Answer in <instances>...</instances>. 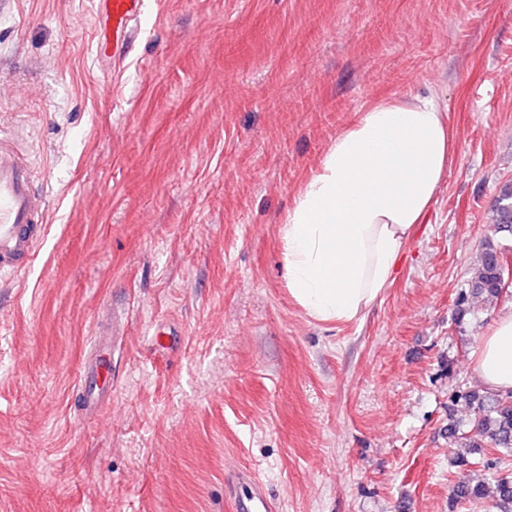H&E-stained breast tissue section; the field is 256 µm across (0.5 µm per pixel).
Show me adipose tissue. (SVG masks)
<instances>
[{"label":"adipose tissue","mask_w":512,"mask_h":512,"mask_svg":"<svg viewBox=\"0 0 512 512\" xmlns=\"http://www.w3.org/2000/svg\"><path fill=\"white\" fill-rule=\"evenodd\" d=\"M431 100L383 98L356 114L299 190L280 228L289 294L313 318L351 322L381 300L453 156ZM490 390H512V309L475 353Z\"/></svg>","instance_id":"1"}]
</instances>
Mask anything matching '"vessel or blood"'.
I'll return each instance as SVG.
<instances>
[{
	"label": "vessel or blood",
	"mask_w": 512,
	"mask_h": 512,
	"mask_svg": "<svg viewBox=\"0 0 512 512\" xmlns=\"http://www.w3.org/2000/svg\"><path fill=\"white\" fill-rule=\"evenodd\" d=\"M99 27L96 51L124 60L137 36V22L145 14L147 0H94ZM35 168L22 144L0 135V274L27 267L45 233L48 212L35 190ZM91 382L84 388L82 412L93 414L112 394V339L98 337L94 357L83 368ZM229 482L246 483L247 494L237 501L239 512H271L259 481L252 476L230 474Z\"/></svg>",
	"instance_id": "obj_1"
}]
</instances>
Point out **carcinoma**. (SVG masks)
Listing matches in <instances>:
<instances>
[{"label":"carcinoma","instance_id":"1","mask_svg":"<svg viewBox=\"0 0 512 512\" xmlns=\"http://www.w3.org/2000/svg\"><path fill=\"white\" fill-rule=\"evenodd\" d=\"M495 236L485 240L477 264L458 297V314L466 313L465 303L480 299L492 304L501 297L499 288L501 241L512 236V183L502 185L498 204L494 206ZM450 401L464 404L471 413L466 425L448 422V443L467 448L469 454L480 455L470 460L464 455L453 459L454 466L465 471L452 486V505H480L487 501L496 512H512V474L506 460L512 457V393H481L459 386ZM480 466L484 477L474 478L467 470Z\"/></svg>","mask_w":512,"mask_h":512}]
</instances>
